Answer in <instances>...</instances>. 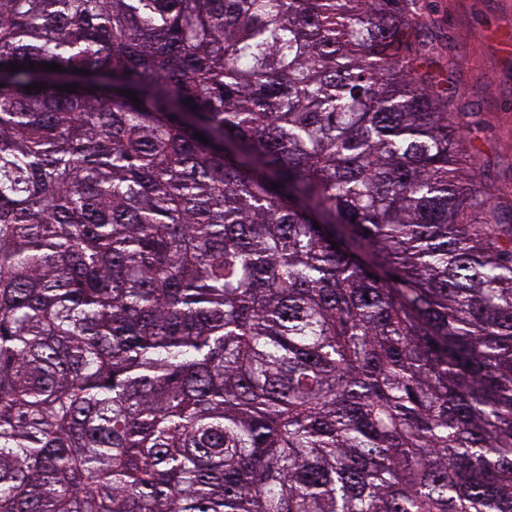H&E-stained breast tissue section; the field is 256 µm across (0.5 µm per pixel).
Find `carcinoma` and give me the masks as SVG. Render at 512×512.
<instances>
[{"label":"carcinoma","mask_w":512,"mask_h":512,"mask_svg":"<svg viewBox=\"0 0 512 512\" xmlns=\"http://www.w3.org/2000/svg\"><path fill=\"white\" fill-rule=\"evenodd\" d=\"M422 18L0 0V512H512V227Z\"/></svg>","instance_id":"1"}]
</instances>
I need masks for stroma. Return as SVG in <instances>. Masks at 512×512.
<instances>
[{"label":"stroma","mask_w":512,"mask_h":512,"mask_svg":"<svg viewBox=\"0 0 512 512\" xmlns=\"http://www.w3.org/2000/svg\"><path fill=\"white\" fill-rule=\"evenodd\" d=\"M422 37L448 65L470 172L512 215V0H429Z\"/></svg>","instance_id":"obj_1"}]
</instances>
